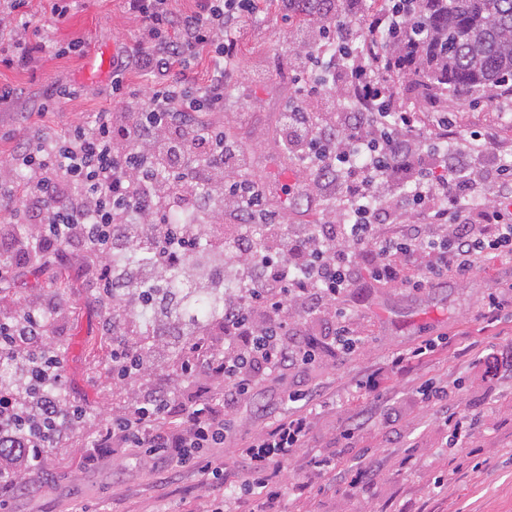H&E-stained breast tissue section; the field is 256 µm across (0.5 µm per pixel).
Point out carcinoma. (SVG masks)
I'll return each mask as SVG.
<instances>
[{
  "instance_id": "cac0c4a2",
  "label": "carcinoma",
  "mask_w": 512,
  "mask_h": 512,
  "mask_svg": "<svg viewBox=\"0 0 512 512\" xmlns=\"http://www.w3.org/2000/svg\"><path fill=\"white\" fill-rule=\"evenodd\" d=\"M408 26L419 35L398 48L401 72L424 97L512 82V0H415ZM27 462L26 450L0 447V471Z\"/></svg>"
}]
</instances>
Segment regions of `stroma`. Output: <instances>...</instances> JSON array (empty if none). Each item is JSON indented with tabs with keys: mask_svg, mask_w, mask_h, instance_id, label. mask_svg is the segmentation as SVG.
<instances>
[{
	"mask_svg": "<svg viewBox=\"0 0 512 512\" xmlns=\"http://www.w3.org/2000/svg\"><path fill=\"white\" fill-rule=\"evenodd\" d=\"M50 7V0H29L23 16L27 37L41 34L61 44L77 39L83 50L63 57L47 51L33 73L0 67V85L21 91L17 108L0 110V163L10 160L16 141L27 138L30 129L59 135L94 112L141 104L137 98L113 97L111 91L116 60L137 36V23L121 0H74L63 23ZM301 24L274 0L244 24L233 84L216 116L225 133L249 152L251 173L265 191L269 210L289 229L330 217L302 191L306 174L281 140L283 106L295 93L289 34ZM57 85L76 86L81 94L47 108V94ZM395 91L418 112L425 145L437 141L439 113L452 117L454 162L479 168L512 154V95L483 89L431 102L402 79L396 80ZM474 133L493 140L492 153H464ZM62 275L69 288L56 287ZM91 282L84 253L70 248L64 262L23 265L0 283V313L12 315L28 304L49 313L47 333L63 369V401L86 412L83 429L62 434L41 464L22 471L9 512H75L81 506L87 512H219L228 486L236 492V512H512V375L491 373L488 364L491 354L512 345V316L492 325L484 319L490 294L512 285V257L487 255L468 278L420 290L362 277L335 302L359 336L349 353L334 349L327 335L330 314L293 310L290 331L314 344L315 358L286 378L255 386L236 411L224 447L204 449V457L224 464L220 486L192 469L175 470L167 484H160L138 448L96 456L94 439L102 418L130 406L145 388L169 389L177 402L188 404L200 396L221 399L223 384L204 374L190 379L181 374L179 358L190 342L183 335L159 342L134 336V343L152 349L155 363L141 378H114L112 346L103 330L106 306ZM426 341L435 348L413 370L385 371L392 352ZM380 368L385 371L382 397L372 420L353 439H344L352 418L366 406L352 396L355 381ZM427 382L447 388L461 412L477 416L471 438L452 441L451 427L419 393ZM299 390L310 391L318 407L306 446L289 460L281 495L269 506L246 492L248 461L237 448L286 414L285 392ZM91 456L96 459L92 465L87 462ZM315 456L366 470L369 478L359 485L336 480L311 466ZM443 474L447 484L436 486ZM297 483L305 484L304 494L294 492Z\"/></svg>",
	"mask_w": 512,
	"mask_h": 512,
	"instance_id": "obj_1",
	"label": "stroma"
}]
</instances>
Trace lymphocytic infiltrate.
I'll list each match as a JSON object with an SVG mask.
<instances>
[{
	"label": "lymphocytic infiltrate",
	"mask_w": 512,
	"mask_h": 512,
	"mask_svg": "<svg viewBox=\"0 0 512 512\" xmlns=\"http://www.w3.org/2000/svg\"><path fill=\"white\" fill-rule=\"evenodd\" d=\"M285 10L307 15L297 34L292 67L300 98L283 117V146L310 172L311 197L330 201L333 217L318 228L285 230L248 179L250 156L221 127L205 119L224 109V91L238 52V31L256 15L260 0H196L188 11L170 0H124L139 22L133 50L117 61L112 95L131 96L125 80L134 69L149 77L143 105L133 112L103 109L71 126L64 136L36 134L19 143L0 166V208L14 220L0 224V248L15 264L46 260L67 246L98 258L95 288L104 296L159 278L191 251L196 235L173 223L177 214L215 216L223 233L208 236L212 252L245 280L224 300L225 348L193 344L180 368L186 377L222 378L221 402L177 405L172 392L149 388L130 407L106 418L95 446L141 448L161 464L196 469L216 484L224 465L201 449L223 445L232 415L260 381L280 378L315 354L288 331L297 307L322 314L362 276L416 290L476 271L492 251L512 252V161L495 170L432 169L420 163L418 117L397 99L392 77L407 14L396 0L371 8L367 0H281ZM209 58L204 85L188 73ZM27 171L22 200L12 187L16 167ZM408 186L399 196L394 186ZM25 232H17V225ZM261 225L255 238L248 227ZM395 225L392 233L383 232ZM155 248L150 268L114 259L117 243ZM0 352L24 358L18 386L0 387V446L49 448L59 421L76 417L55 388L61 365L45 337L44 312L0 316ZM44 356L42 365L30 363ZM293 407L242 448L251 482L267 501L279 496L283 467L304 447L314 399L287 396Z\"/></svg>",
	"instance_id": "obj_1"
}]
</instances>
